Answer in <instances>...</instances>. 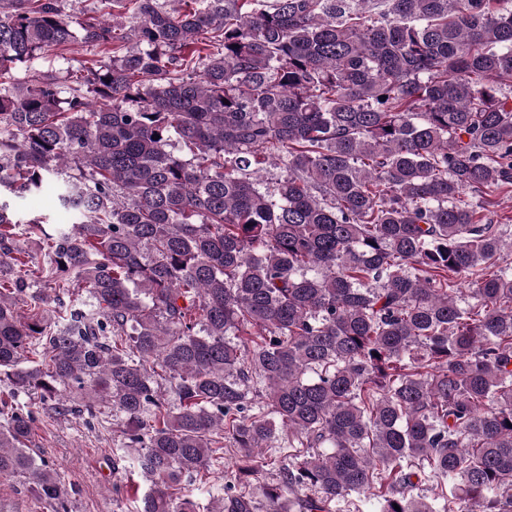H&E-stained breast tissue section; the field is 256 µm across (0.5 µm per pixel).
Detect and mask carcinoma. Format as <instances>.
<instances>
[{
	"label": "carcinoma",
	"mask_w": 512,
	"mask_h": 512,
	"mask_svg": "<svg viewBox=\"0 0 512 512\" xmlns=\"http://www.w3.org/2000/svg\"><path fill=\"white\" fill-rule=\"evenodd\" d=\"M500 2L0 0V382L39 399L0 476L71 512L37 410L107 408L136 512H512ZM76 42L101 56L16 76ZM46 188L71 223L5 199ZM489 196L495 201L493 219L495 224H510L507 227L506 234L511 230L512 234V221L507 223L506 216L512 217V191H490ZM498 220V221H497ZM235 457L233 455L224 454V464L216 467L211 474L210 487L201 489L197 485L189 487V493L193 498L199 499L202 505L207 504L209 499L214 496L224 495V490L234 483V474L236 471Z\"/></svg>",
	"instance_id": "carcinoma-1"
}]
</instances>
